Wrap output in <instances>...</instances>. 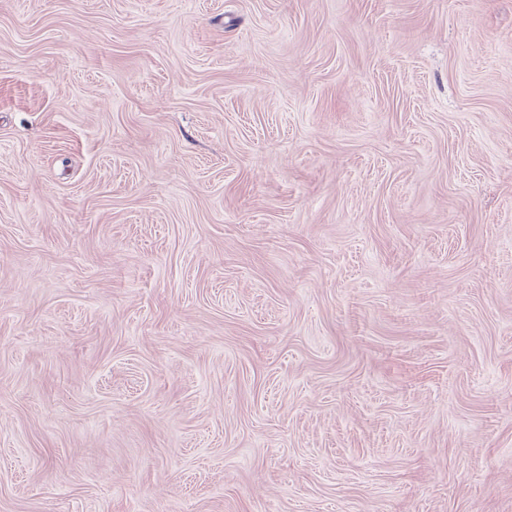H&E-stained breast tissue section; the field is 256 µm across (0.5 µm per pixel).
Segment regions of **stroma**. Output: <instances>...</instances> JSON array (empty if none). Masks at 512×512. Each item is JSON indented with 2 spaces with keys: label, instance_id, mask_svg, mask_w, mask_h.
Here are the masks:
<instances>
[{
  "label": "stroma",
  "instance_id": "stroma-1",
  "mask_svg": "<svg viewBox=\"0 0 512 512\" xmlns=\"http://www.w3.org/2000/svg\"><path fill=\"white\" fill-rule=\"evenodd\" d=\"M0 512H512V0H0Z\"/></svg>",
  "mask_w": 512,
  "mask_h": 512
}]
</instances>
